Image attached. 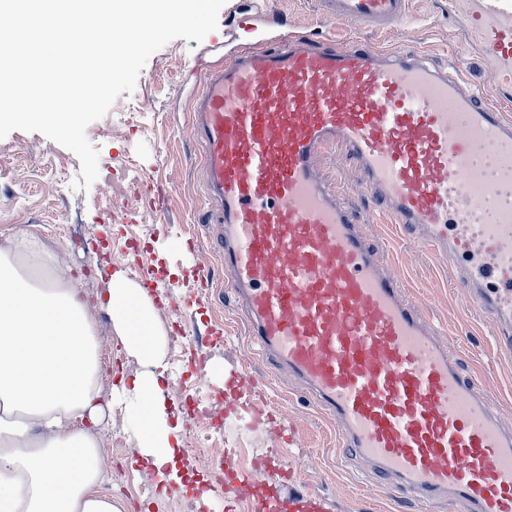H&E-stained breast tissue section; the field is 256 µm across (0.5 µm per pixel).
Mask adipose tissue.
I'll list each match as a JSON object with an SVG mask.
<instances>
[{"mask_svg":"<svg viewBox=\"0 0 512 512\" xmlns=\"http://www.w3.org/2000/svg\"><path fill=\"white\" fill-rule=\"evenodd\" d=\"M51 284H43L46 271ZM105 310L140 369L111 385L156 484L180 483L165 376L164 330L153 301L125 272L109 274L90 306L57 253L27 230L0 246V512H128L103 489V389L95 312Z\"/></svg>","mask_w":512,"mask_h":512,"instance_id":"1","label":"adipose tissue"}]
</instances>
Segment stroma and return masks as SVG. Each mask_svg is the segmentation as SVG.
Listing matches in <instances>:
<instances>
[{
    "label": "stroma",
    "instance_id": "35a3bbf8",
    "mask_svg": "<svg viewBox=\"0 0 512 512\" xmlns=\"http://www.w3.org/2000/svg\"><path fill=\"white\" fill-rule=\"evenodd\" d=\"M473 0H413L415 20L407 26L372 29L358 22L333 27L316 0H227L218 27L203 41H171L151 56L133 92L122 93L108 113L86 131L99 151V177L78 188L81 164L69 149L34 132L13 131L0 139V244L17 229L33 230L71 267L86 296L102 278L124 270L133 282L152 277L156 316L166 332L168 371L162 382L171 398L186 395L222 411L216 452L233 450L239 468L254 457L279 459L293 481L278 492L275 512H309L307 500L326 498L330 512H419L395 501L383 481L369 477L367 462L338 445L336 427L308 402L287 373L272 374L265 356L250 344L233 297L227 295L216 232L200 223L212 204L201 189L200 147L191 132V103L212 62L225 52L263 43L272 33L247 30L240 18L255 7L274 18L293 20L297 33L338 40L359 37L375 48L414 51L435 65L459 62L464 86L501 106L512 118V67L491 57L471 19ZM320 175L341 182L357 214H366L361 176L339 153L318 160ZM378 255L400 275L423 314L455 342V357L477 383L492 409L512 419V350L491 336L473 315L447 260L409 231L393 224H367ZM103 379L120 373L133 380L134 359L121 353L105 312L97 314ZM224 364V379L198 372L195 357ZM272 376L271 387H238V377ZM112 471V486L132 504L149 499L151 512H226L230 501L215 459L186 446L178 456L186 491L159 495L155 476L134 463L135 444L120 409L100 431ZM150 487L142 496L141 487Z\"/></svg>",
    "mask_w": 512,
    "mask_h": 512
}]
</instances>
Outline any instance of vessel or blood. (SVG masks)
Returning <instances> with one entry per match:
<instances>
[{
    "label": "vessel or blood",
    "instance_id": "1",
    "mask_svg": "<svg viewBox=\"0 0 512 512\" xmlns=\"http://www.w3.org/2000/svg\"><path fill=\"white\" fill-rule=\"evenodd\" d=\"M340 24L382 29L410 0H319ZM512 58V21L480 26ZM202 191L251 342L288 366L340 428L342 447L421 512H512V427L489 410L385 271L336 183L313 159L343 150L375 213L460 264L493 335L512 338V120L464 89L456 64L342 50L296 32L221 59L191 107ZM275 458L236 474L232 494L269 512Z\"/></svg>",
    "mask_w": 512,
    "mask_h": 512
}]
</instances>
